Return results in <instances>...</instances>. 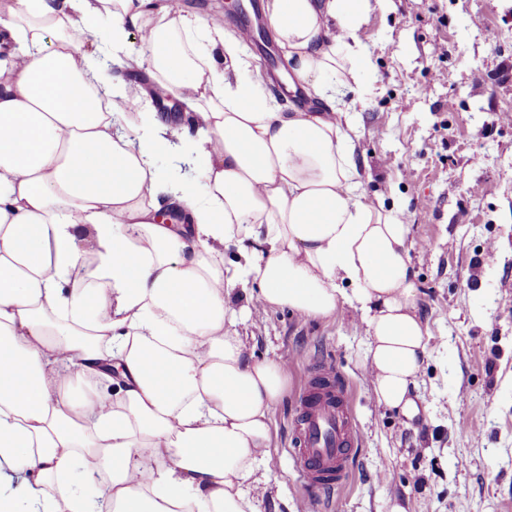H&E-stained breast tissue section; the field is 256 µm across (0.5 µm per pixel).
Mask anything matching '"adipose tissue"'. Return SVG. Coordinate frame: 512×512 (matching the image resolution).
Returning <instances> with one entry per match:
<instances>
[{"label":"adipose tissue","instance_id":"ef3b65f1","mask_svg":"<svg viewBox=\"0 0 512 512\" xmlns=\"http://www.w3.org/2000/svg\"><path fill=\"white\" fill-rule=\"evenodd\" d=\"M369 2L267 0L306 111L248 75L222 18L0 0V512H258L287 374L236 330L256 306H354L379 404L413 414L428 339L409 227L364 194L337 96L372 68ZM130 65L182 122L143 108ZM162 151L193 177L159 173Z\"/></svg>","mask_w":512,"mask_h":512}]
</instances>
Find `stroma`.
<instances>
[{
  "label": "stroma",
  "instance_id": "obj_1",
  "mask_svg": "<svg viewBox=\"0 0 512 512\" xmlns=\"http://www.w3.org/2000/svg\"><path fill=\"white\" fill-rule=\"evenodd\" d=\"M360 37L374 64L353 115L360 180L410 226L429 333L418 413L379 405L353 308L259 313L237 330L254 358L287 361L288 383L272 412L268 478L251 495L260 512H302L292 422L325 363L348 386L359 441L347 481L315 512H512V0H371Z\"/></svg>",
  "mask_w": 512,
  "mask_h": 512
}]
</instances>
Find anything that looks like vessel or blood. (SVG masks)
Masks as SVG:
<instances>
[{
	"label": "vessel or blood",
	"mask_w": 512,
	"mask_h": 512,
	"mask_svg": "<svg viewBox=\"0 0 512 512\" xmlns=\"http://www.w3.org/2000/svg\"><path fill=\"white\" fill-rule=\"evenodd\" d=\"M357 441L346 384L333 366H320L292 424L293 458L307 486L324 491L342 485Z\"/></svg>",
	"instance_id": "vessel-or-blood-1"
}]
</instances>
